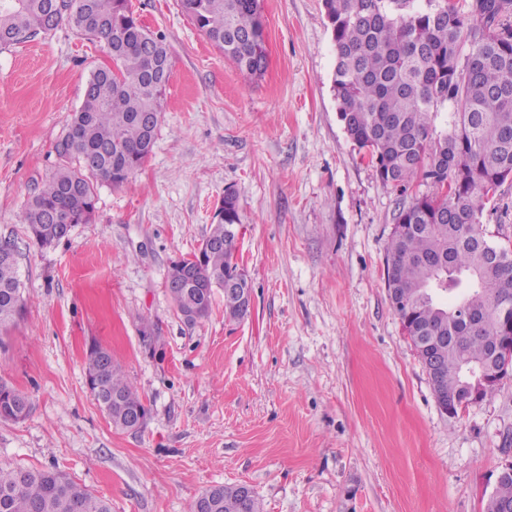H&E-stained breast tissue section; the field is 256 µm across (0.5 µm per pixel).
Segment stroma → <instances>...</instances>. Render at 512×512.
I'll use <instances>...</instances> for the list:
<instances>
[{"mask_svg": "<svg viewBox=\"0 0 512 512\" xmlns=\"http://www.w3.org/2000/svg\"><path fill=\"white\" fill-rule=\"evenodd\" d=\"M173 66L153 150L89 223L49 248L23 214L51 176L102 41L61 25L0 49V237L14 239L25 310L0 333V381L32 402L0 420V466L56 469L112 512H188L215 484H250L264 512H483L512 460V375L446 415L389 300L385 258L406 193L348 138L322 0H263L268 64L241 72L178 0H130ZM233 190L249 317L216 292L201 324L169 295ZM512 247V180L482 218ZM111 351L149 408L115 429L86 383Z\"/></svg>", "mask_w": 512, "mask_h": 512, "instance_id": "35a3bbf8", "label": "stroma"}]
</instances>
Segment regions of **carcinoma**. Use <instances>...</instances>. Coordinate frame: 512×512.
Wrapping results in <instances>:
<instances>
[{"mask_svg": "<svg viewBox=\"0 0 512 512\" xmlns=\"http://www.w3.org/2000/svg\"><path fill=\"white\" fill-rule=\"evenodd\" d=\"M263 0H179L182 11L238 69L259 76L267 67ZM336 53L333 91L348 137L365 150L383 182L404 192L414 182L430 191L399 209L396 220L414 224L391 235L386 255L387 288L414 304L418 336L448 335V311L482 310L486 323L457 333L446 353L450 394L468 392L470 363L489 354L494 292L512 289V266L480 273L483 253L461 228L437 220L452 208L479 220L489 194L512 171V0H323ZM65 22L78 34L105 42L112 67L88 79L81 107L54 144L58 167L31 198L24 221L29 238L50 247L90 221L96 184L123 185L148 158L153 133L143 116H162L171 75L164 39L147 31L129 0H0V48L47 35ZM451 103V130H437L438 107ZM453 181L456 195L441 193ZM224 218L210 225L214 246L202 258L173 263L167 279L182 273L191 288L170 289L183 322L194 326L211 311L215 292L236 267L241 224L236 194L223 199ZM460 295L450 306L443 295ZM24 309L17 260L0 253V328ZM87 380L101 411L117 429L149 409L125 378L112 353L91 346ZM28 396L0 382V420L30 412ZM215 498V512H263L257 494L247 500L239 485L216 484L195 499ZM0 512H111L107 501L58 470L0 466Z\"/></svg>", "mask_w": 512, "mask_h": 512, "instance_id": "cac0c4a2", "label": "carcinoma"}]
</instances>
